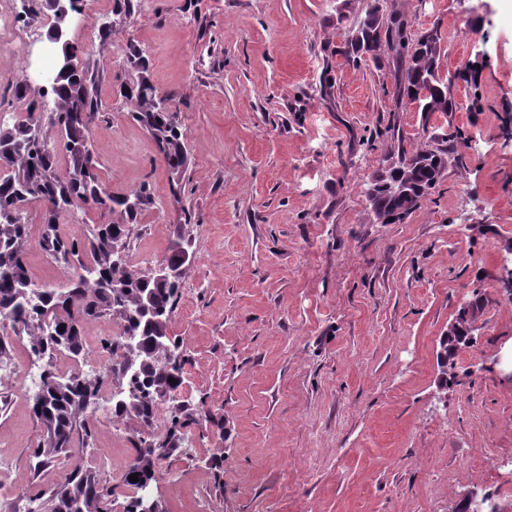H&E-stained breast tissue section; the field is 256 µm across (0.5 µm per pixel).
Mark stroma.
Here are the masks:
<instances>
[{
  "instance_id": "1",
  "label": "stroma",
  "mask_w": 512,
  "mask_h": 512,
  "mask_svg": "<svg viewBox=\"0 0 512 512\" xmlns=\"http://www.w3.org/2000/svg\"><path fill=\"white\" fill-rule=\"evenodd\" d=\"M394 2L412 33L438 28L443 72L485 52L478 89L455 85L460 111L395 108L389 68L331 62L371 0H134L129 19L113 16V0H91L90 19L113 24L111 37L67 31L79 64L100 70L102 181L125 191L147 180L156 194L134 261L165 260L173 224L191 216L196 260L170 331L198 422L159 469L161 512H454L470 491L512 512V380L494 363L512 353V302L497 281L499 245L512 241V0ZM130 37L173 96L189 148L177 199L117 94ZM24 75L41 86L39 56L0 44L1 114L18 111L10 87ZM394 129L405 145L455 154L405 223L378 224L365 190ZM40 239L32 222L33 280L65 287L75 269L58 267ZM476 288L486 327L441 373L440 338ZM9 343L0 512H23L72 460L33 476L43 427L21 391L31 357ZM88 420L90 469L132 459L134 421L99 410ZM217 455L216 476L205 462Z\"/></svg>"
}]
</instances>
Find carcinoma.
I'll use <instances>...</instances> for the list:
<instances>
[{
  "mask_svg": "<svg viewBox=\"0 0 512 512\" xmlns=\"http://www.w3.org/2000/svg\"><path fill=\"white\" fill-rule=\"evenodd\" d=\"M388 44L394 64V103L412 106L417 112L457 111L454 81L441 74V38L420 33L408 37L407 19L398 9L385 18L384 3L373 0L364 18L346 35L336 55L346 63H359L375 44ZM127 64L135 79L119 85V96L132 119L153 138L170 173L171 193L180 195L189 165L183 133L175 122L174 109L155 105L159 98L173 101L150 80V61L143 50L128 39ZM14 100L25 106L23 117L10 123L0 119V329L10 328L27 341L31 355L53 359L57 354L87 359V326L99 320H114L119 334L101 343L112 356L109 379L97 371L70 369L58 374L42 371L38 390L28 397L30 411L42 424L44 435L31 453L34 475H40L61 455L92 444L94 432L88 411L103 392L118 382L129 394L123 407H112V419L137 423L130 439L135 454L124 474V483L134 489L155 480L161 462L181 448V429L196 423L194 409L178 400L184 383L183 368L168 369L159 359L154 340L169 337L172 349H182L170 335L169 325L182 281L161 283L155 266L126 260L112 261V249L131 251L140 235V220L156 204L153 189L146 183L114 192L103 186L94 154L81 150L91 140V127L102 111L97 93V73L73 64L62 74L55 72L50 86L35 92L25 80L13 87ZM52 97L54 109L43 111L42 103ZM67 171H59V155ZM398 166L415 183L434 177L431 160L448 163L446 149H407L397 137ZM413 192L395 196L373 186L371 204L406 219L423 202ZM38 206L42 226L41 247L59 265L77 266L81 273L65 288L37 285L31 278L27 258L29 208ZM87 207L101 216L89 236L63 237L58 224L71 210ZM192 243L190 224L174 225L169 258ZM36 289L38 305L31 307L25 296ZM134 337L142 352V364L130 368L132 353L126 339ZM169 409L170 426L155 431L160 406ZM138 481H130V475ZM112 488L96 474L72 466L55 485L27 498L25 512H112Z\"/></svg>",
  "mask_w": 512,
  "mask_h": 512,
  "instance_id": "obj_1",
  "label": "carcinoma"
}]
</instances>
